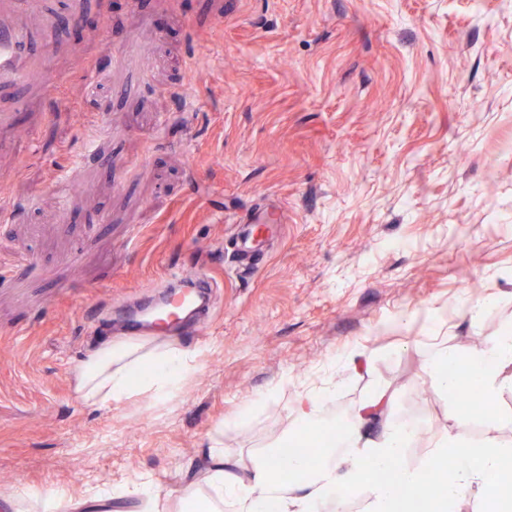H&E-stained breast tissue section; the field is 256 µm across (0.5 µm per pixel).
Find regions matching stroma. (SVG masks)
<instances>
[{"mask_svg":"<svg viewBox=\"0 0 512 512\" xmlns=\"http://www.w3.org/2000/svg\"><path fill=\"white\" fill-rule=\"evenodd\" d=\"M60 97L0 104V512H167L213 445L248 466L326 387L430 436L427 355L512 324V0H48ZM274 206L284 221L246 223ZM81 278H73V267ZM210 322L163 399L85 403L116 309L188 270ZM486 307L471 318L468 307ZM274 400L263 402L270 389ZM140 496V510L138 512H161V496L151 481L140 484L136 490Z\"/></svg>","mask_w":512,"mask_h":512,"instance_id":"1","label":"stroma"}]
</instances>
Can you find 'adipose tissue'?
<instances>
[{
	"label": "adipose tissue",
	"mask_w": 512,
	"mask_h": 512,
	"mask_svg": "<svg viewBox=\"0 0 512 512\" xmlns=\"http://www.w3.org/2000/svg\"><path fill=\"white\" fill-rule=\"evenodd\" d=\"M196 357L195 351L169 345L110 342L89 352L79 366L76 390L84 402L101 406L146 394L161 397L195 373ZM424 372L431 388L443 395L459 390L464 374H473L481 399L494 408L483 421L480 443L465 439L455 418L418 463H405L404 450L418 434L387 417L391 400L377 389L348 417L341 437L325 438L319 458H296L288 478H281L274 464L276 451L241 472L226 469L223 452H210L204 479L217 492L210 512H222L228 497L239 512H347L348 491L361 492L363 512H422L420 487L448 455L457 465L445 476L441 499L423 512H460L470 496L485 505L500 501L508 488L505 476L512 473V436L502 434L512 427V409L504 405L512 398V325L476 350L437 351ZM374 421L382 431L370 438L364 429Z\"/></svg>",
	"instance_id": "1"
}]
</instances>
